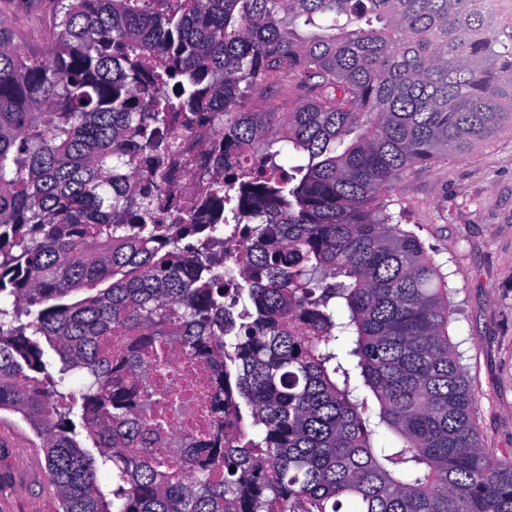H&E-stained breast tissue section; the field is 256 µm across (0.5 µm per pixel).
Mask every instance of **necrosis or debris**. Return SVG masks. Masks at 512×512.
Here are the masks:
<instances>
[{"mask_svg":"<svg viewBox=\"0 0 512 512\" xmlns=\"http://www.w3.org/2000/svg\"><path fill=\"white\" fill-rule=\"evenodd\" d=\"M212 127L185 123L181 138L161 164L165 193L159 195L163 217L203 216L213 174ZM117 367L115 373L132 402L161 430L155 452L180 461L192 448L208 449L199 464L215 480L224 476L222 449L238 433L232 413L233 392L210 359L190 354L180 336L157 342L148 336H112L104 343ZM141 356L145 370L128 372L121 357Z\"/></svg>","mask_w":512,"mask_h":512,"instance_id":"obj_1","label":"necrosis or debris"}]
</instances>
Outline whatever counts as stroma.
Wrapping results in <instances>:
<instances>
[{"label":"stroma","instance_id":"35a3bbf8","mask_svg":"<svg viewBox=\"0 0 512 512\" xmlns=\"http://www.w3.org/2000/svg\"><path fill=\"white\" fill-rule=\"evenodd\" d=\"M57 0H0L13 41L29 55L52 47ZM402 227L446 276L448 328L468 371L483 447L512 459V115L490 138L419 168L397 188ZM37 439L19 415L0 413V512H58Z\"/></svg>","mask_w":512,"mask_h":512}]
</instances>
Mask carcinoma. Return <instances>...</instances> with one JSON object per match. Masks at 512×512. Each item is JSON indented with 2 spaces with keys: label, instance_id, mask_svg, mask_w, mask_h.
<instances>
[{
  "label": "carcinoma",
  "instance_id": "carcinoma-1",
  "mask_svg": "<svg viewBox=\"0 0 512 512\" xmlns=\"http://www.w3.org/2000/svg\"><path fill=\"white\" fill-rule=\"evenodd\" d=\"M6 25L0 411L39 438L60 512H512V460L479 444L447 284L391 211L407 176L512 112V35L481 0H59L42 56ZM285 65L295 104L246 106ZM181 112L218 128L212 241L249 225L236 318L224 272L184 245L196 225L162 222L158 167L136 169L175 147ZM144 329L218 344L240 424L219 483L154 460L114 384L100 341ZM73 372L97 457L70 420Z\"/></svg>",
  "mask_w": 512,
  "mask_h": 512
}]
</instances>
